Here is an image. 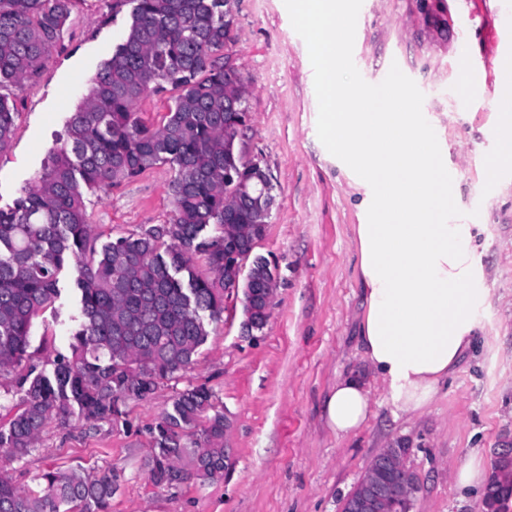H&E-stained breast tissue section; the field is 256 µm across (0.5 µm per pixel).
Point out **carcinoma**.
I'll list each match as a JSON object with an SVG mask.
<instances>
[{
    "label": "carcinoma",
    "mask_w": 512,
    "mask_h": 512,
    "mask_svg": "<svg viewBox=\"0 0 512 512\" xmlns=\"http://www.w3.org/2000/svg\"><path fill=\"white\" fill-rule=\"evenodd\" d=\"M121 43L89 81L66 138L51 149L34 184L0 208V462L37 448L46 424L74 417L96 427L125 415L122 397L143 400L194 364L207 326L224 318V225L265 224L261 185L243 176L233 126L245 107L242 74L224 71L230 0H130ZM72 0H0V89L36 83L61 44ZM175 91L161 123L135 112L148 93ZM15 103L0 93V150L10 141ZM157 164L175 170L169 223L97 246L85 193L135 178ZM205 261L199 274L191 259ZM79 259L75 285L83 321L70 353L35 363L31 326L60 294L59 275ZM268 266L255 264L249 311L258 329L271 304ZM202 384L176 393L149 426L145 462L156 487L224 479V411ZM120 474L49 470L38 489L0 470V512H110Z\"/></svg>",
    "instance_id": "obj_1"
}]
</instances>
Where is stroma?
Here are the masks:
<instances>
[{
	"label": "stroma",
	"mask_w": 512,
	"mask_h": 512,
	"mask_svg": "<svg viewBox=\"0 0 512 512\" xmlns=\"http://www.w3.org/2000/svg\"><path fill=\"white\" fill-rule=\"evenodd\" d=\"M131 10L130 0H73L65 47L51 51L46 77L10 87L17 112L12 138L0 150V207L12 205L41 172L89 79L123 38ZM501 14L499 0H369L353 18L350 60L340 77L350 92L395 79L421 100L448 143L460 210L477 211L485 226L479 242L490 297L475 347L422 413L393 416L386 388L372 379L359 349L360 196L320 135L308 35L286 0H235L228 53L248 82L244 144L271 174L277 194L256 249L278 274L268 323L246 331L240 302H230L187 371L150 398L128 402L127 425L49 421L38 450L6 463L13 482L31 487L51 468H112L122 478L111 512H340L372 459L401 440L418 484L412 512H484L482 492L457 487L454 475L470 449H481L489 466L497 448L512 445V180L494 186L482 176L495 152L498 103L475 97L463 69L484 58L500 64ZM467 19L477 28L468 40ZM173 178L169 165L158 164L87 193V220L99 242L168 223ZM60 289L31 327V349L41 359L67 351L81 321L72 269L62 271ZM345 376L369 380L373 413L361 430L339 437L323 408ZM200 384L215 391L233 422L227 439L234 465L215 484L155 487L145 467L144 428L170 408L175 392Z\"/></svg>",
	"instance_id": "obj_1"
}]
</instances>
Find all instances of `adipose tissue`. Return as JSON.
Instances as JSON below:
<instances>
[{
    "mask_svg": "<svg viewBox=\"0 0 512 512\" xmlns=\"http://www.w3.org/2000/svg\"><path fill=\"white\" fill-rule=\"evenodd\" d=\"M320 74L324 143L363 190L357 205L358 285L364 361L391 395L395 413H420L473 346L485 308L487 270L477 251L475 212L457 210L458 181L448 145L428 113L409 111L397 81L349 94L338 77L351 15L342 0H289ZM499 152L487 182L512 172V60L500 68ZM362 379L337 380L325 402L336 435L371 414Z\"/></svg>",
    "mask_w": 512,
    "mask_h": 512,
    "instance_id": "ef3b65f1",
    "label": "adipose tissue"
}]
</instances>
